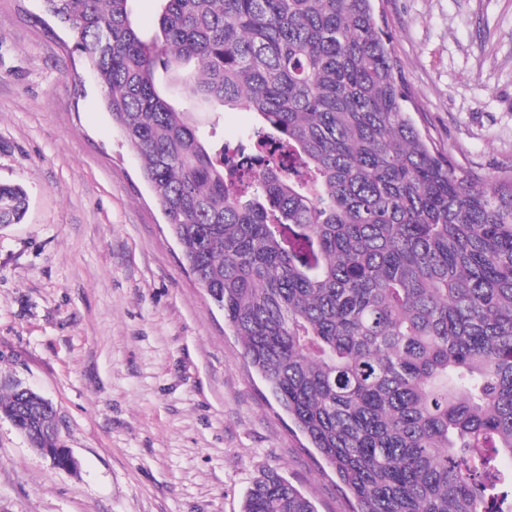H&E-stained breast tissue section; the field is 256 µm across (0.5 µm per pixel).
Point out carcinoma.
I'll return each instance as SVG.
<instances>
[{"instance_id":"obj_1","label":"carcinoma","mask_w":512,"mask_h":512,"mask_svg":"<svg viewBox=\"0 0 512 512\" xmlns=\"http://www.w3.org/2000/svg\"><path fill=\"white\" fill-rule=\"evenodd\" d=\"M51 0L182 260L350 512H512V169L418 129L372 0ZM256 116L227 144L178 106ZM27 192L0 182V224ZM48 407L0 414L33 444ZM243 512H316L275 471ZM159 2L157 0H135L133 20L145 33H151L157 26Z\"/></svg>"}]
</instances>
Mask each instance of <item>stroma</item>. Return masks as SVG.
Instances as JSON below:
<instances>
[{"mask_svg":"<svg viewBox=\"0 0 512 512\" xmlns=\"http://www.w3.org/2000/svg\"><path fill=\"white\" fill-rule=\"evenodd\" d=\"M409 112L460 169L512 167V0H376ZM42 0H0V382L48 398L78 470L0 416V512H242L278 471L348 512L183 263L140 162ZM27 209V192L19 185L0 182V224L19 223Z\"/></svg>","mask_w":512,"mask_h":512,"instance_id":"1","label":"stroma"}]
</instances>
